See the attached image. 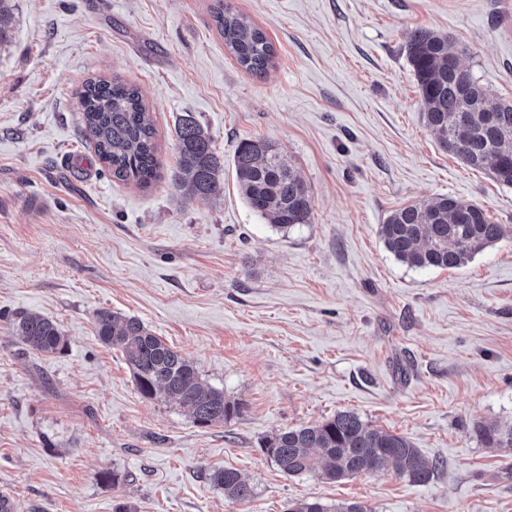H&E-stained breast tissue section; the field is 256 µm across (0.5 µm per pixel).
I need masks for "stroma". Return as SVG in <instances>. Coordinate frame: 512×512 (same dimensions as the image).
Listing matches in <instances>:
<instances>
[{
	"label": "stroma",
	"mask_w": 512,
	"mask_h": 512,
	"mask_svg": "<svg viewBox=\"0 0 512 512\" xmlns=\"http://www.w3.org/2000/svg\"><path fill=\"white\" fill-rule=\"evenodd\" d=\"M215 0H11L0 45V492L14 512H512V234L454 269H415L384 245L396 209L452 196L512 231V186L442 150L424 119L406 36L427 28L512 101V0H224L275 50L264 77L224 46ZM138 88L157 176L112 177L85 133L91 79ZM193 116L224 163V195L173 191L175 128ZM263 139L306 181L312 220L278 230L240 193L233 158ZM140 319L242 412L199 427L143 397L99 310ZM66 348L30 350L18 316ZM341 411L406 436L435 477L395 467L340 481L288 476L267 437ZM255 489L234 503L210 479ZM14 327L31 350L52 354L63 350L66 346L57 325L41 315H23ZM476 433L480 440L489 446L497 448H512V423L511 424H478ZM210 478L219 488L224 490V496L233 502H249L254 496V487L234 469L224 468L214 470ZM291 512H365L363 505L356 502H340L335 505L322 504L319 500L303 499L294 502Z\"/></svg>",
	"instance_id": "35a3bbf8"
}]
</instances>
